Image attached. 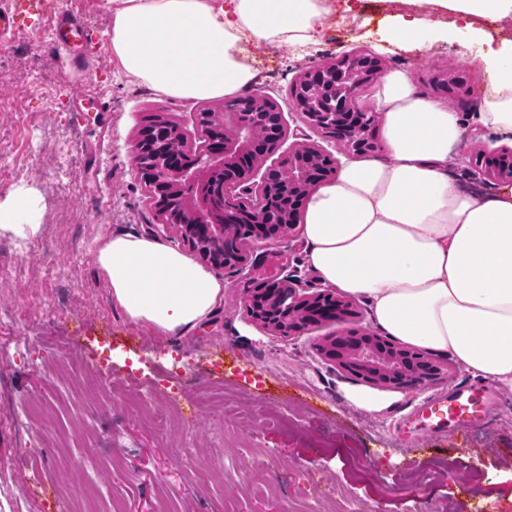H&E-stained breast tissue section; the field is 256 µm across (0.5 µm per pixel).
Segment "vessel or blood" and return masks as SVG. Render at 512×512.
<instances>
[{
    "label": "vessel or blood",
    "instance_id": "1",
    "mask_svg": "<svg viewBox=\"0 0 512 512\" xmlns=\"http://www.w3.org/2000/svg\"><path fill=\"white\" fill-rule=\"evenodd\" d=\"M44 13V0H0V37L32 22ZM85 31L79 17L69 11L57 13L54 41L58 44H77L84 40ZM491 410L490 397L460 389L435 397L421 407L412 421L413 434L440 431L448 426L464 430L485 422Z\"/></svg>",
    "mask_w": 512,
    "mask_h": 512
}]
</instances>
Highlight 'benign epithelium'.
I'll return each mask as SVG.
<instances>
[{
  "instance_id": "obj_1",
  "label": "benign epithelium",
  "mask_w": 512,
  "mask_h": 512,
  "mask_svg": "<svg viewBox=\"0 0 512 512\" xmlns=\"http://www.w3.org/2000/svg\"><path fill=\"white\" fill-rule=\"evenodd\" d=\"M362 69L371 70L374 76L383 66L371 53L350 51L305 73L308 85L294 81L290 87L292 102L304 123L335 139L354 156L378 148L369 138L355 145L348 142L351 129L376 115L375 108L357 95L361 82L356 75ZM248 103L251 112L227 107L218 112H198L190 129L173 121H148L135 145L136 171L153 189L151 202L162 228H177L183 242L218 269L240 268L247 260L240 242L236 254L227 255L228 239L233 236L245 235L261 243L278 242L285 236L283 225L267 216L273 197L286 191L292 207L301 209L311 192L337 168L334 157L310 143L297 142L288 151H281L290 131L283 124L269 128L258 119L263 112H281L279 105L263 94L248 96ZM169 135L185 144L183 155L163 153ZM275 154L276 165L254 179L255 169ZM280 167L292 171L286 183L274 177ZM482 172L485 184L512 179V148L494 152ZM295 282L291 275L282 280L288 285L286 294L277 283L263 285L245 299L247 315L283 335L337 318L334 308L324 306L325 300L335 297L331 290L306 296L295 288ZM315 303L320 308L313 314L294 326H284L296 311ZM321 351L341 370L372 385L425 387L443 374V368L424 352H412L386 336L358 329L328 337Z\"/></svg>"
}]
</instances>
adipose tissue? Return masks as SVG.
I'll return each instance as SVG.
<instances>
[{
    "instance_id": "obj_1",
    "label": "adipose tissue",
    "mask_w": 512,
    "mask_h": 512,
    "mask_svg": "<svg viewBox=\"0 0 512 512\" xmlns=\"http://www.w3.org/2000/svg\"><path fill=\"white\" fill-rule=\"evenodd\" d=\"M452 15L467 37L480 19L512 18V0H390ZM112 54L126 75L182 99H231L258 72L243 43H315L331 0H108ZM491 86L474 118L512 142V48L489 49ZM381 153L344 162L310 195L305 261L326 287L366 301L387 336L448 352L472 376L512 389V184L489 195L458 185L450 168L458 112L417 91L401 69L379 93ZM38 191L0 202V236L40 229ZM112 300L135 323L183 338L214 312L225 284L179 250L122 233L98 252Z\"/></svg>"
}]
</instances>
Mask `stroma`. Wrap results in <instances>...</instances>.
<instances>
[{"mask_svg": "<svg viewBox=\"0 0 512 512\" xmlns=\"http://www.w3.org/2000/svg\"><path fill=\"white\" fill-rule=\"evenodd\" d=\"M308 48L249 43L262 80L255 92L275 100L289 129L303 128L289 100L291 83L305 71L352 50L377 55L385 69H401L417 90L463 118L455 153L462 187L484 194L472 179L478 149L500 148L494 134L471 116L490 85L473 43L427 42L404 51L382 42L390 21L387 0H335ZM69 10L85 27L71 57L50 39L55 14ZM92 75L83 98L72 82ZM462 78L471 94L438 91L435 76ZM203 101L169 97L126 77L112 56L111 14L105 0H53L42 20L0 41V201L20 185L36 188L45 222L26 240L0 236V308L20 314L0 326V343L36 336L40 345L0 356V377L14 401L33 398L51 368L57 346L78 352L82 373L60 398L46 399L32 419L0 404V512H61L94 503L100 512H311L328 490L341 489L349 512H512V391L486 424L413 440V412L455 389L496 390L472 377L448 353L433 352L445 371L437 383L393 390V405L379 413L349 405L355 379L324 360L317 344L350 327L375 331L367 303L353 300V316L275 336L244 310L250 290L265 280L298 275L312 289L320 281L304 260L299 229L279 242L250 249L243 269H221L224 300L187 337L158 336L128 320L112 301L97 255L112 235L152 236L159 217L133 163L146 117L159 114L191 125ZM122 382L178 402L192 423L188 450L173 437L142 427L130 415ZM223 394L226 404L250 402L273 422L225 423L216 431L197 406L198 390Z\"/></svg>", "mask_w": 512, "mask_h": 512, "instance_id": "35a3bbf8", "label": "stroma"}]
</instances>
